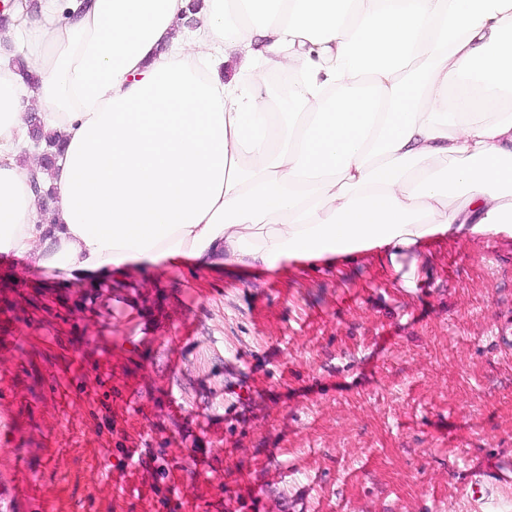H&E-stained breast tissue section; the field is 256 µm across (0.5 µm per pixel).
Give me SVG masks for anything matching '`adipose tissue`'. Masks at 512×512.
<instances>
[{"label":"adipose tissue","instance_id":"adipose-tissue-1","mask_svg":"<svg viewBox=\"0 0 512 512\" xmlns=\"http://www.w3.org/2000/svg\"><path fill=\"white\" fill-rule=\"evenodd\" d=\"M189 2L11 9L38 82L0 57V253L120 280L512 234V0Z\"/></svg>","mask_w":512,"mask_h":512}]
</instances>
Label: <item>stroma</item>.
Here are the masks:
<instances>
[{"label":"stroma","mask_w":512,"mask_h":512,"mask_svg":"<svg viewBox=\"0 0 512 512\" xmlns=\"http://www.w3.org/2000/svg\"><path fill=\"white\" fill-rule=\"evenodd\" d=\"M96 285L0 254L6 385L27 419L0 422V472L33 476L32 505L147 512L151 474L118 472L113 449L185 438L204 453L182 464L222 478L241 512H512V489L472 500L463 472L512 454V355L494 343L512 235L434 237L394 265L377 248L284 273L165 263L113 282L134 299L126 322Z\"/></svg>","instance_id":"35a3bbf8"}]
</instances>
